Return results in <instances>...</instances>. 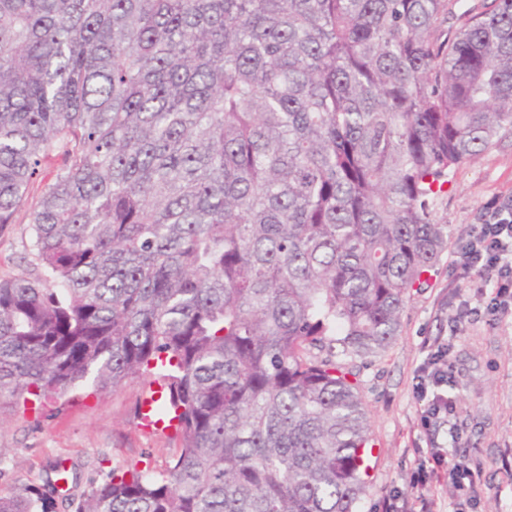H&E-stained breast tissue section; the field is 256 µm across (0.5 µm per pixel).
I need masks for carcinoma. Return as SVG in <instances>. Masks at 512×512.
Returning a JSON list of instances; mask_svg holds the SVG:
<instances>
[{"instance_id":"carcinoma-1","label":"carcinoma","mask_w":512,"mask_h":512,"mask_svg":"<svg viewBox=\"0 0 512 512\" xmlns=\"http://www.w3.org/2000/svg\"><path fill=\"white\" fill-rule=\"evenodd\" d=\"M0 0V400L153 377L158 473L0 512H355L357 362L512 130V0ZM62 159L32 205L44 167ZM29 225L25 209L17 215L16 224L0 232V276L27 275L29 269L22 262L29 242Z\"/></svg>"}]
</instances>
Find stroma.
Here are the masks:
<instances>
[{"label":"stroma","instance_id":"1","mask_svg":"<svg viewBox=\"0 0 512 512\" xmlns=\"http://www.w3.org/2000/svg\"><path fill=\"white\" fill-rule=\"evenodd\" d=\"M437 208L454 235L422 290L412 293L401 331L380 355L361 367L360 392L372 436L370 469L357 512H382L385 500L451 501L448 484L417 485L429 448L455 446L482 480L466 512H512V312L465 315L473 293L453 261L467 234L489 207L512 210V135L474 161L459 166ZM29 242L26 212L0 232V276L27 274L22 258ZM448 349L443 393L458 401L454 415L422 424L415 386L421 365L437 347ZM146 378L101 389L84 382L62 397L31 398L26 405L0 403V492L44 483L64 470L77 493L114 469L161 470L177 446L174 430L152 433L137 426Z\"/></svg>","mask_w":512,"mask_h":512}]
</instances>
